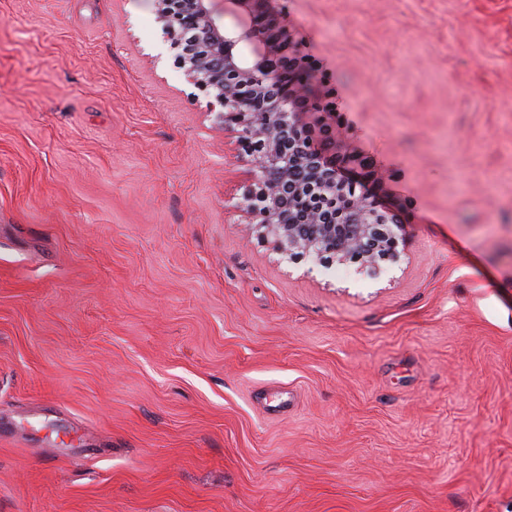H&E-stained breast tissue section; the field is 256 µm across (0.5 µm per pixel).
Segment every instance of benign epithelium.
Listing matches in <instances>:
<instances>
[{
    "instance_id": "benign-epithelium-1",
    "label": "benign epithelium",
    "mask_w": 512,
    "mask_h": 512,
    "mask_svg": "<svg viewBox=\"0 0 512 512\" xmlns=\"http://www.w3.org/2000/svg\"><path fill=\"white\" fill-rule=\"evenodd\" d=\"M253 14L252 25L228 29L214 16L213 0H155L176 62L188 81L210 98L219 126L239 132L253 173L246 210L285 255L321 263L351 260L377 276L381 263L397 261L403 225L347 183L322 153L310 150L295 108L305 103L304 69L280 23L261 9L263 0H230ZM260 40L266 53L248 60L243 47ZM319 187L337 207L331 221L321 208L294 216L303 193Z\"/></svg>"
}]
</instances>
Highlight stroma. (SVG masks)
Returning a JSON list of instances; mask_svg holds the SVG:
<instances>
[{"mask_svg": "<svg viewBox=\"0 0 512 512\" xmlns=\"http://www.w3.org/2000/svg\"><path fill=\"white\" fill-rule=\"evenodd\" d=\"M263 7L398 260L277 252L154 0H0V512H512V0Z\"/></svg>", "mask_w": 512, "mask_h": 512, "instance_id": "35a3bbf8", "label": "stroma"}]
</instances>
